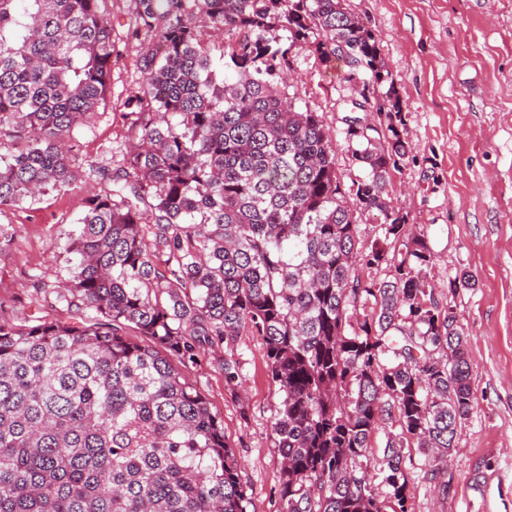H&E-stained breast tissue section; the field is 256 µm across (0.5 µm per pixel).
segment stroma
<instances>
[{
    "instance_id": "1",
    "label": "stroma",
    "mask_w": 512,
    "mask_h": 512,
    "mask_svg": "<svg viewBox=\"0 0 512 512\" xmlns=\"http://www.w3.org/2000/svg\"><path fill=\"white\" fill-rule=\"evenodd\" d=\"M375 34L400 100V133L412 150L391 175L394 210L433 255L423 277L440 304L452 305L474 361L472 410L457 432L447 468L407 449V512H512V0H346ZM112 74L105 102L77 127L71 158L85 182L0 213V323L38 317L81 321L83 310L55 305L69 277L64 246L76 227L86 182L121 165L133 117L125 107L141 91L140 57L152 43L136 29L133 0H109ZM286 93L317 112L336 151L344 185L363 177L345 140L350 100L378 107L388 88L346 81V64L293 47ZM469 273L473 284L449 293ZM243 386L227 389L220 354L181 364L188 382L224 424L240 461L248 512H279L280 456L273 417L280 400L261 339L233 345Z\"/></svg>"
}]
</instances>
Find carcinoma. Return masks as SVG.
I'll list each match as a JSON object with an SVG mask.
<instances>
[{
  "mask_svg": "<svg viewBox=\"0 0 512 512\" xmlns=\"http://www.w3.org/2000/svg\"><path fill=\"white\" fill-rule=\"evenodd\" d=\"M107 2L0 0V214L76 182L66 143L112 74ZM134 2L163 49L142 55L123 165L85 197L55 298L89 315L0 323V512H247L224 424L176 366L245 331L281 395L280 512H406L405 450L447 461L474 367L420 276L425 240L387 201L411 148L376 37L344 0ZM200 18L233 36L220 81ZM276 28L390 84L383 128L351 102L346 141L366 174L348 188L321 117L281 89ZM356 209L382 216L360 256ZM382 264L387 278L362 276ZM358 307L370 314L355 323ZM222 368L238 388V361Z\"/></svg>",
  "mask_w": 512,
  "mask_h": 512,
  "instance_id": "obj_1",
  "label": "carcinoma"
}]
</instances>
